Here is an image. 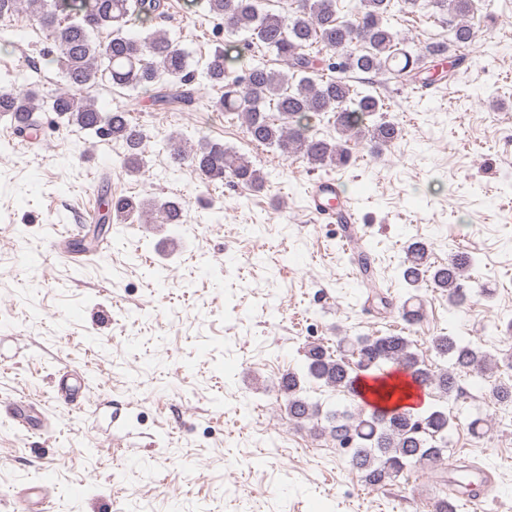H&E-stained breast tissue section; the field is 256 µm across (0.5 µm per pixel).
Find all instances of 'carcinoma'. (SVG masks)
Masks as SVG:
<instances>
[{
    "label": "carcinoma",
    "instance_id": "1",
    "mask_svg": "<svg viewBox=\"0 0 512 512\" xmlns=\"http://www.w3.org/2000/svg\"><path fill=\"white\" fill-rule=\"evenodd\" d=\"M59 2L0 0V20L26 5L53 43V62L65 81V90L43 97L24 71L16 72L0 86V118H8L21 133L35 129V113L52 112L91 136L122 143L123 165L131 173L144 167L145 134L126 108L103 112L83 95L103 81L146 94L152 106L165 109L192 102V84L199 74L220 91L212 104L214 111L241 117L256 145L274 147L286 157H302L313 165L341 168L350 161V144H364L378 155L402 137L395 122L382 119L366 125L370 117L388 111V105L378 93L357 88L361 82L357 75L432 84L430 70L438 66V80L450 81L464 63V56L451 52L450 45L469 46L482 20L481 0H349L342 16L336 11L337 0H291L284 13L259 10V0H202L207 14L223 20L224 32L245 31L247 36L229 48H216L201 65L162 29L143 36L127 29L134 21L152 24L164 18L167 0H66L63 8ZM406 10L446 14L452 44L404 43L391 20ZM103 29L109 30L104 44L94 38ZM265 52L275 54L287 70L271 69L257 59ZM327 114L332 115L337 134L331 141L313 132V122ZM166 147L173 164L190 163L205 185L232 179L257 191L265 187L251 160L220 142L203 140L188 150L170 139ZM111 209L120 224L144 215L153 224H180L184 203L130 196L112 200ZM471 262L469 256L457 254L432 266L428 246L415 241L406 248L400 278L410 288L430 282L448 292L452 306L462 307L468 300L466 271ZM431 347L449 361V368L439 373L428 368L413 341L401 334L345 336L334 353L311 344L305 351V372L282 377L288 417L300 425L319 420V405L303 395L304 377L351 394L359 375L389 366L412 371L453 402L459 398L461 374L476 373L485 377L494 403H512V383L493 379L498 361L479 346L442 335L432 337ZM326 421V430L349 456L351 467L366 485L378 488L443 463L453 427L445 407L388 415L334 411ZM434 512H456L448 503V480L443 477Z\"/></svg>",
    "mask_w": 512,
    "mask_h": 512
}]
</instances>
